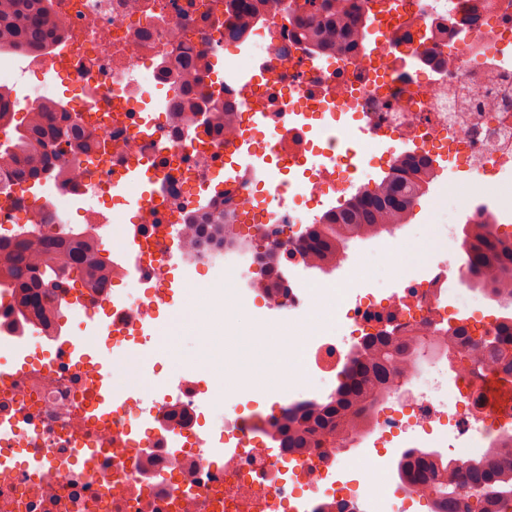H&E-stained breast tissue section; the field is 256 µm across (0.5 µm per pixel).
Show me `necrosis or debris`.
Here are the masks:
<instances>
[{
	"label": "necrosis or debris",
	"instance_id": "1",
	"mask_svg": "<svg viewBox=\"0 0 512 512\" xmlns=\"http://www.w3.org/2000/svg\"><path fill=\"white\" fill-rule=\"evenodd\" d=\"M483 3L480 29L460 21ZM49 45L39 51L0 52V72L14 112L40 100L80 114L85 131L112 148L92 161L75 158L71 178L49 167L41 175L49 197H38L11 176L0 177V241L10 242L43 213L64 216L78 207L83 227L117 253H133L138 269L112 263L115 296L86 289L87 314L104 312L112 361L124 364L128 342L146 344L172 308L173 271L210 268L192 328L217 338L237 323L255 335L250 296L225 287L242 277L235 265L212 266L211 248L193 246L190 225L223 213L225 222L250 224L268 236L273 266L302 265L300 228L333 210L332 200L359 194L375 170L390 171L411 157L448 163L460 206L472 223L501 227L512 210V0H388L370 19V45L316 56L270 7L243 37L230 35L234 12L224 0H51ZM225 69L256 64L251 96L212 69L196 73L193 98L215 91L234 112L223 132L204 135L172 112L153 118L150 89L173 97L172 70L181 48ZM67 81L60 94L46 74ZM266 108L263 127L247 125L252 99ZM263 158L261 176L233 178L240 146ZM157 173L159 186L135 219L111 207L113 181L130 165ZM315 202L316 211L306 210ZM447 249L417 274H397L377 295L349 281L337 331L315 330L304 316L320 299L308 280L289 278L262 294L287 323L267 322L265 333L288 330L306 354L304 383L281 385L271 413L244 415L254 383L246 365L225 360L221 348L202 355L197 371L210 389L179 379L176 390L152 380L126 389L112 418L100 423L87 381L94 361L69 353L62 328L31 324L22 364L0 357V421L16 432L0 436V512H406L428 502L429 488L400 484L370 490L369 474L403 451L433 448L442 461L487 462L512 446V403H493L494 364L472 354L508 321L473 305L477 286L450 300L458 276ZM463 330L455 352L442 343ZM381 333L421 336L437 345L424 365L391 373L388 384L351 436L359 457L340 441L284 454L267 442L274 418L294 407L333 400L336 382L365 339ZM91 453L74 457L75 441ZM44 458L43 468L28 461Z\"/></svg>",
	"mask_w": 512,
	"mask_h": 512
}]
</instances>
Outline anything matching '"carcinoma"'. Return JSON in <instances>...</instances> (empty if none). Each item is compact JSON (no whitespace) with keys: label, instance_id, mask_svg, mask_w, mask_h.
Segmentation results:
<instances>
[{"label":"carcinoma","instance_id":"1","mask_svg":"<svg viewBox=\"0 0 512 512\" xmlns=\"http://www.w3.org/2000/svg\"><path fill=\"white\" fill-rule=\"evenodd\" d=\"M46 0H0V51L36 50L47 43L50 14ZM288 20L308 49L320 53L340 47L350 33L367 36L371 3L365 0L358 12L336 8L334 0H288ZM174 111L184 114L188 126L207 113L204 132L224 127L231 108L211 97L190 107L175 100ZM13 138L0 143V170L8 169L20 181L38 179L44 160L63 164L77 155L97 154L100 142L85 132L78 118L56 115L46 107L26 113V123L14 127ZM432 161L423 158L398 165L386 179L376 182L336 209L319 224L306 227L303 253L313 263L333 261L355 239L372 237L380 230L405 224L425 189V177ZM68 238H56L29 230L14 242L0 243V286L7 288L13 302L10 313L19 321L43 318L48 288L74 279L89 288L105 290L112 280V261L90 233L66 231ZM462 235L468 246L460 263L462 276L480 281L493 297L512 299V244L502 241L492 225H484L478 240L469 239V224ZM427 342L418 337L399 338L381 334L366 339L360 356L345 371L337 396L331 402L305 408L282 418L272 436L286 453L318 447L325 436L351 431L365 416L372 394L388 380L392 369L421 360ZM495 364L503 379L512 381V334H499L484 346L476 360ZM397 470L401 485L410 492L419 484L431 487L434 512H461L459 503L468 501L466 512H512V465L468 461L451 470L429 451H406Z\"/></svg>","mask_w":512,"mask_h":512}]
</instances>
